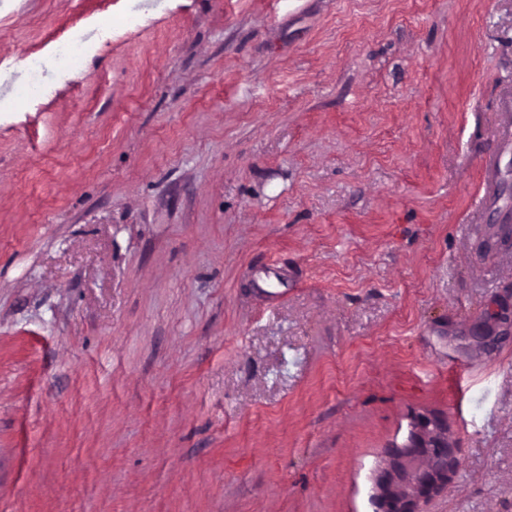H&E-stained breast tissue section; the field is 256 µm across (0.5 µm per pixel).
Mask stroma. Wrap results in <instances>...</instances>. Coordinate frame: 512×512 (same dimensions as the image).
<instances>
[{"instance_id": "obj_1", "label": "stroma", "mask_w": 512, "mask_h": 512, "mask_svg": "<svg viewBox=\"0 0 512 512\" xmlns=\"http://www.w3.org/2000/svg\"><path fill=\"white\" fill-rule=\"evenodd\" d=\"M125 8L0 0V512H377L419 413L512 512V0Z\"/></svg>"}]
</instances>
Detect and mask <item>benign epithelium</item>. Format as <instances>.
Returning a JSON list of instances; mask_svg holds the SVG:
<instances>
[{
	"mask_svg": "<svg viewBox=\"0 0 512 512\" xmlns=\"http://www.w3.org/2000/svg\"><path fill=\"white\" fill-rule=\"evenodd\" d=\"M462 460L448 443V420L437 414L413 418L408 443L393 449L377 475L380 512H422V505L459 470Z\"/></svg>",
	"mask_w": 512,
	"mask_h": 512,
	"instance_id": "benign-epithelium-1",
	"label": "benign epithelium"
}]
</instances>
